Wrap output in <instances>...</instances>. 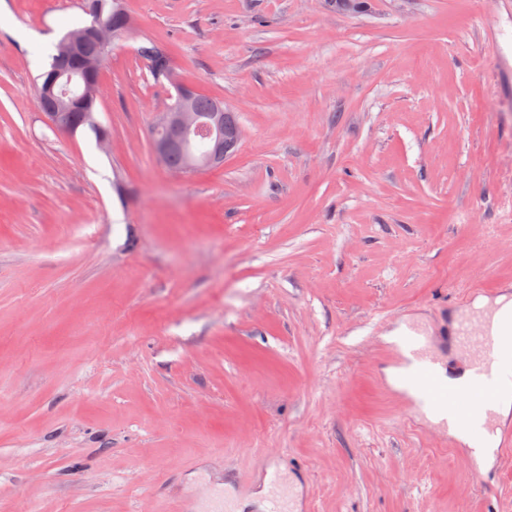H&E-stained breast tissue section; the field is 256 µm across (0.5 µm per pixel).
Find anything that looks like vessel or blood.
Masks as SVG:
<instances>
[{
    "label": "vessel or blood",
    "instance_id": "b4317fda",
    "mask_svg": "<svg viewBox=\"0 0 512 512\" xmlns=\"http://www.w3.org/2000/svg\"><path fill=\"white\" fill-rule=\"evenodd\" d=\"M451 339L462 355L463 369L470 372L462 383L441 379V364L432 352L434 339L418 329L403 331L395 348L409 356L404 385L414 406L467 436L477 448L498 419L491 392L512 383V355L507 352L512 346V322L495 321L489 310L471 312L453 326Z\"/></svg>",
    "mask_w": 512,
    "mask_h": 512
}]
</instances>
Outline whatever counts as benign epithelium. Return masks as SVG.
<instances>
[{
	"label": "benign epithelium",
	"instance_id": "obj_1",
	"mask_svg": "<svg viewBox=\"0 0 512 512\" xmlns=\"http://www.w3.org/2000/svg\"><path fill=\"white\" fill-rule=\"evenodd\" d=\"M120 38L117 28L100 20L97 24L71 33L65 51L57 58L52 79L38 96L41 115L49 126L60 132L69 130L71 103L59 95L63 85L82 87L79 74L100 70L103 58L79 53L89 39L101 47H109ZM166 81L177 92L175 104L159 113L152 127V149L161 163H167L169 155L178 151L182 164L171 169L176 174L198 172L222 161L234 153L242 140L240 126L224 123L227 108L217 103L209 112L195 108L197 91L179 79L173 67L166 71Z\"/></svg>",
	"mask_w": 512,
	"mask_h": 512
}]
</instances>
